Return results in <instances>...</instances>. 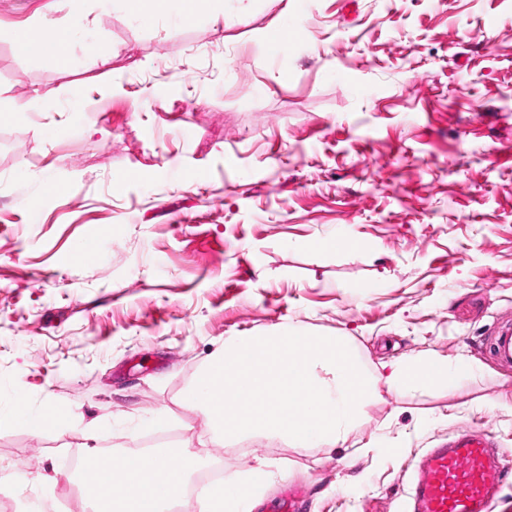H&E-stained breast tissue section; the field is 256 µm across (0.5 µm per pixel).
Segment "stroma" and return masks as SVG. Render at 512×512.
Instances as JSON below:
<instances>
[{"label": "stroma", "mask_w": 512, "mask_h": 512, "mask_svg": "<svg viewBox=\"0 0 512 512\" xmlns=\"http://www.w3.org/2000/svg\"><path fill=\"white\" fill-rule=\"evenodd\" d=\"M76 12L57 72L11 37ZM285 13L300 35L270 52ZM0 96L26 107L0 122V512H87L64 458L101 448L274 464L254 512L286 482L306 512H398L448 436L512 450V368L489 351L512 325V0H202L150 27L123 0H0ZM336 234L355 249L317 248ZM282 328L345 337L374 375L425 354L479 372L382 390L335 448H220L185 389L225 338ZM20 398L71 418L31 431Z\"/></svg>", "instance_id": "obj_1"}]
</instances>
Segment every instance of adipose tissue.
I'll use <instances>...</instances> for the list:
<instances>
[{"label":"adipose tissue","instance_id":"1","mask_svg":"<svg viewBox=\"0 0 512 512\" xmlns=\"http://www.w3.org/2000/svg\"><path fill=\"white\" fill-rule=\"evenodd\" d=\"M80 24V17L75 15L66 22H48L28 31L25 53L41 60L49 71L67 66L69 46ZM179 454L182 467L164 474L148 468L137 458L121 456L125 484L109 500L98 492H90L88 498L95 512H168L170 502L182 495L200 464L198 456L188 449H180ZM270 475L267 464L262 463L228 476L222 486L205 491L199 512H252L256 492Z\"/></svg>","mask_w":512,"mask_h":512}]
</instances>
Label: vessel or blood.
Listing matches in <instances>:
<instances>
[{"label": "vessel or blood", "instance_id": "1", "mask_svg": "<svg viewBox=\"0 0 512 512\" xmlns=\"http://www.w3.org/2000/svg\"><path fill=\"white\" fill-rule=\"evenodd\" d=\"M492 352L512 365V327L495 333ZM79 473L86 488L113 492L123 482L117 461L103 451L83 453ZM510 473L512 453L496 448L488 433L451 437L421 457L400 512H488Z\"/></svg>", "mask_w": 512, "mask_h": 512}]
</instances>
